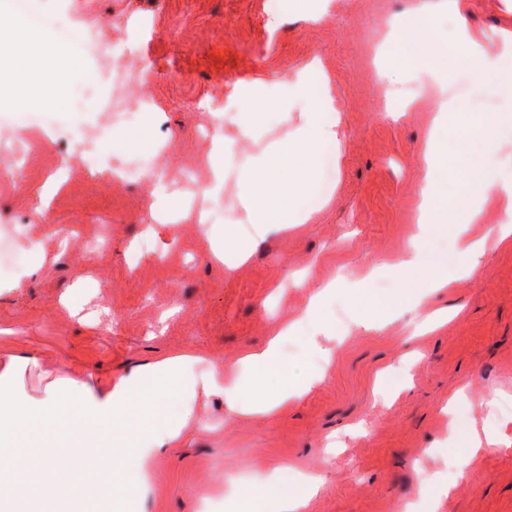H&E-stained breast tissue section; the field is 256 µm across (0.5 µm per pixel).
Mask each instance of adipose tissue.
Listing matches in <instances>:
<instances>
[{
	"mask_svg": "<svg viewBox=\"0 0 512 512\" xmlns=\"http://www.w3.org/2000/svg\"><path fill=\"white\" fill-rule=\"evenodd\" d=\"M468 0H421L409 11L386 22L395 64L422 65L435 103V114L419 153V188L415 204L416 235L396 265L404 287L399 300L379 306L367 282H321L311 293L298 322L282 324L258 349L246 351L235 363L234 377L223 365L194 351L173 354L140 365L105 381H89L78 372L54 374L38 359L7 350L0 353V512H55L69 498L70 512H96L100 500L114 512H137L148 463L176 447L195 417L199 396L224 398L241 413L268 416L287 409L319 386L329 362L320 337L336 333L326 318V306L346 290L356 306L355 328L373 329L418 309L449 283L469 277L487 250L512 239V180L499 177L486 164L467 166L461 176V205L448 204V140L444 126L460 107L452 82L465 75L475 84L502 96H512V31L496 44L472 31L466 22ZM444 14L454 22L451 37L438 35L432 24ZM58 47L22 20H14L0 35V99L39 107L57 105L60 82L48 80L44 69ZM302 106L301 119L282 140L266 136L269 111L287 118ZM333 89L320 59H313L291 83L273 91L263 83L246 85L237 111L224 115L235 138L219 137L212 144L205 189L212 199L225 190V171L236 143L252 152L238 174L244 209L252 226L243 232L234 216L210 228L214 259L234 249L247 260L255 238L312 222L313 214L295 213L290 198L305 192L314 179L318 149L344 135L341 113L334 110ZM497 201L501 217L478 236L473 225L483 222V207ZM445 225L455 239L459 263L425 271L430 227ZM311 325L306 339L309 359L302 377L288 369L285 347L298 323ZM287 465L263 472L237 486L224 500V512H303L322 486L321 477L299 471L293 482L283 479Z\"/></svg>",
	"mask_w": 512,
	"mask_h": 512,
	"instance_id": "ef3b65f1",
	"label": "adipose tissue"
}]
</instances>
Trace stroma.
<instances>
[{"instance_id":"obj_1","label":"stroma","mask_w":512,"mask_h":512,"mask_svg":"<svg viewBox=\"0 0 512 512\" xmlns=\"http://www.w3.org/2000/svg\"><path fill=\"white\" fill-rule=\"evenodd\" d=\"M267 2L33 0L45 14L67 6L102 17L104 38L133 50L147 68L149 82L135 94L151 97L155 109L139 122L112 124L93 105L74 112L65 100L53 108L61 133L92 136L95 168L88 171L79 152L58 156L48 135L32 130L36 107L0 106V134L29 133L36 143L21 189L0 186V215L13 218L16 239L0 278L34 261L37 251L52 258L24 287L0 293V349L63 372L83 367L103 380L188 350L228 365L300 314L316 282L358 278L377 264L383 271L372 286L381 300L401 290L390 266L416 231L417 157L433 113L416 72L391 68L378 78L374 52L386 16L417 0H335L320 24L290 10L277 29L267 23ZM468 22L495 42L512 30V0L494 9L470 0ZM316 57L344 122L331 178L315 177L294 202L298 211H314V221L258 241L243 266L230 248L223 264L212 263L203 229L172 227L151 200L110 179L121 162L134 176L160 163L176 172L179 163L208 153L220 118L215 108L236 102L242 83L258 78L280 87ZM389 91L397 102L416 100L395 123L384 112ZM60 165L72 170L71 180L57 188L44 218L30 222L39 190ZM105 215L112 243L97 249L90 240ZM150 225L159 240L131 271L126 257ZM60 233L72 236L61 253ZM306 270L311 280L295 287L293 277ZM87 276L101 290L71 316L60 300ZM425 308L458 314L427 336H413L412 313L380 329L352 331L351 303L341 295L331 300L328 317L347 335L322 342L332 358L324 383L271 417L197 399L196 415L207 428L189 427L185 443L158 458L141 512H198L201 495L225 476L245 483L282 462L322 477L307 512H404L419 497L416 463L447 470L443 461L420 460L421 450L446 447L450 436L476 425L496 432L499 448L472 464L437 512H512V240ZM410 350L421 359L407 369L400 359ZM382 369L396 391L384 404L373 395ZM461 386L469 399L447 407L449 392Z\"/></svg>"}]
</instances>
